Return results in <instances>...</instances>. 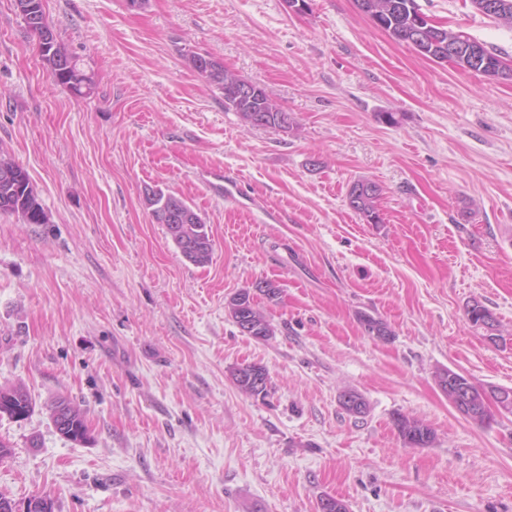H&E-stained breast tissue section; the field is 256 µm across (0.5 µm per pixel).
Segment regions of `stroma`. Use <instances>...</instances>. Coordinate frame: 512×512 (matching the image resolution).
<instances>
[{
	"label": "stroma",
	"instance_id": "stroma-1",
	"mask_svg": "<svg viewBox=\"0 0 512 512\" xmlns=\"http://www.w3.org/2000/svg\"><path fill=\"white\" fill-rule=\"evenodd\" d=\"M417 2L512 67V23ZM44 4L96 88L57 84L0 0V152L47 217L0 215V386L35 403L0 417L15 512L35 496L54 512H319L327 496L347 512H512V414L477 425L436 383L449 368L512 387V79L421 58L356 0ZM193 54L272 91L292 127L226 110ZM358 180L381 187L382 223L349 207ZM150 187L200 214L209 264L153 219ZM259 281L280 289L257 299L264 341L228 310ZM475 299L505 340L468 322ZM247 363L267 395L233 384ZM60 396L87 442L56 431ZM401 414L433 444L405 445ZM263 373L264 380L262 386H256L250 381V376L254 372ZM234 385L243 393L250 395H262L267 392L268 372L257 364L240 365L230 372Z\"/></svg>",
	"mask_w": 512,
	"mask_h": 512
}]
</instances>
